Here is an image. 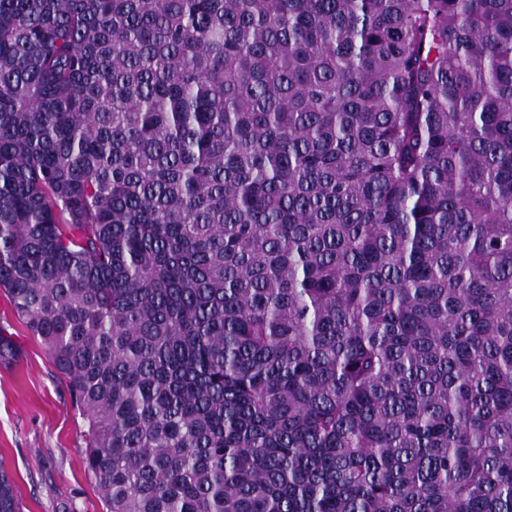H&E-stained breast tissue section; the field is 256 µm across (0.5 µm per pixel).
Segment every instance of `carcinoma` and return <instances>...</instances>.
Here are the masks:
<instances>
[{
  "label": "carcinoma",
  "instance_id": "cac0c4a2",
  "mask_svg": "<svg viewBox=\"0 0 512 512\" xmlns=\"http://www.w3.org/2000/svg\"><path fill=\"white\" fill-rule=\"evenodd\" d=\"M0 288L109 512H512V0H0Z\"/></svg>",
  "mask_w": 512,
  "mask_h": 512
}]
</instances>
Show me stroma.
<instances>
[{
  "label": "stroma",
  "instance_id": "1",
  "mask_svg": "<svg viewBox=\"0 0 512 512\" xmlns=\"http://www.w3.org/2000/svg\"><path fill=\"white\" fill-rule=\"evenodd\" d=\"M0 325L21 349L17 363L0 366V464L15 481L23 512H107L82 463L87 420L1 290Z\"/></svg>",
  "mask_w": 512,
  "mask_h": 512
}]
</instances>
